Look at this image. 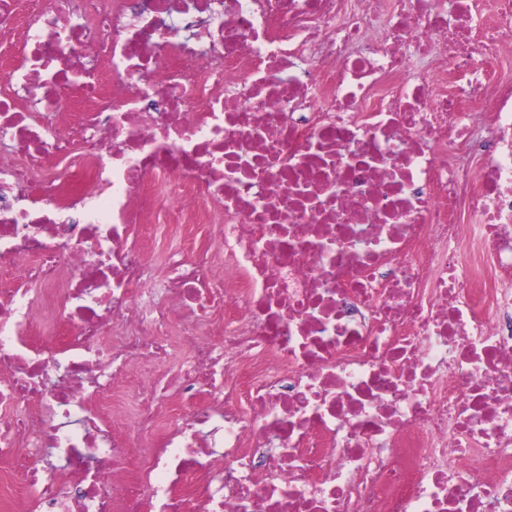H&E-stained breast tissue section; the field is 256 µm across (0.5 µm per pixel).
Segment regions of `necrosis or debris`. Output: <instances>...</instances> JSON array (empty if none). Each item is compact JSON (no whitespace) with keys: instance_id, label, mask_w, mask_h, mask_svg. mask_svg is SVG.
Instances as JSON below:
<instances>
[{"instance_id":"1","label":"necrosis or debris","mask_w":512,"mask_h":512,"mask_svg":"<svg viewBox=\"0 0 512 512\" xmlns=\"http://www.w3.org/2000/svg\"><path fill=\"white\" fill-rule=\"evenodd\" d=\"M0 512H512V0H0ZM199 224L152 279L138 234Z\"/></svg>"}]
</instances>
